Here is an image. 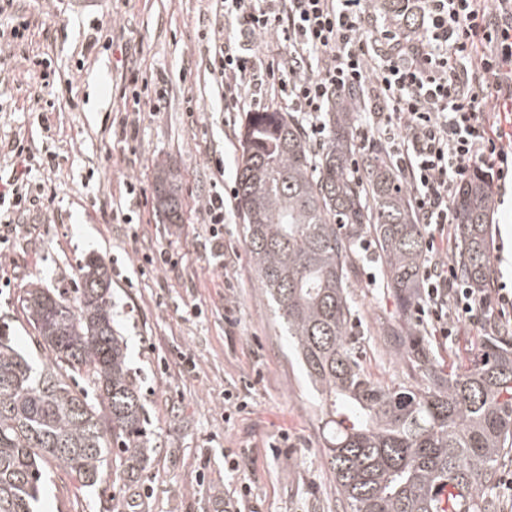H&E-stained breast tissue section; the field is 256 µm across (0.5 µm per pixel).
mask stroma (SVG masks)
<instances>
[{
  "mask_svg": "<svg viewBox=\"0 0 512 512\" xmlns=\"http://www.w3.org/2000/svg\"><path fill=\"white\" fill-rule=\"evenodd\" d=\"M31 22L27 51L52 60L56 82H71L72 100L59 99L44 111L48 94L26 65H15L0 82V177L19 168L5 144L25 135L30 151L51 150L60 166L33 168L29 182L49 199L34 207L0 253V330L38 362L40 347L21 307L26 289L38 285L74 292L79 267L101 257L111 278L114 324L127 348L129 366L141 387L148 422L151 462L135 482L106 474L104 483L82 488L55 464L45 479L36 512H103L115 496L121 512H224L241 485H250L241 512H345L327 466L323 414L273 304L261 290L244 241L243 223L229 213L224 247L232 252L230 272L206 269L197 249L205 234L202 205L212 194L209 157L224 160V187L236 186L246 112H228L208 55L218 35L233 28L216 14L211 0H19ZM102 20L114 50L88 49L89 24ZM165 84L160 112L145 116L136 154L121 152L104 122L122 109L119 89L128 68ZM190 69L189 84L178 79ZM196 103L188 116V103ZM170 168L181 186V219L162 222L154 204L135 224L112 220L124 180L136 178L153 190L159 167ZM495 284L512 288V185L492 196L490 211ZM164 246L182 262L164 275H140L135 252ZM233 294H226L225 276ZM355 316L351 333L359 358L374 381H405V363L382 334L398 317L383 279L377 248L357 249L351 275ZM201 315L185 318L188 303ZM232 306L236 327L224 322ZM418 333L444 358H468L491 331L467 322L455 336H434L427 321ZM192 355L195 372H184L177 351ZM246 396L250 405L224 417V393ZM289 441L278 451L269 444L279 432ZM238 468H231V461Z\"/></svg>",
  "mask_w": 512,
  "mask_h": 512,
  "instance_id": "1",
  "label": "stroma"
}]
</instances>
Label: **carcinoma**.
Instances as JSON below:
<instances>
[{
	"instance_id": "carcinoma-1",
	"label": "carcinoma",
	"mask_w": 512,
	"mask_h": 512,
	"mask_svg": "<svg viewBox=\"0 0 512 512\" xmlns=\"http://www.w3.org/2000/svg\"><path fill=\"white\" fill-rule=\"evenodd\" d=\"M406 2L383 8L411 26ZM359 110L356 92L333 100L318 154L298 115L249 114L236 200L258 283L333 427L327 459L348 512H497L480 494L512 451V340L493 335L473 357L445 365L407 321L388 332L403 349L407 382L378 384L359 363L348 290L359 239L372 234L404 317L418 300L426 258L410 194L387 157L358 172L351 166ZM160 172L156 211L174 224L180 187L172 172ZM453 206L457 275L489 288L496 257L488 186L471 180ZM78 281L72 299L37 286L21 298L50 362L34 366L0 334V512H34L50 460L82 488L96 486L109 464L130 481L149 465L144 404L114 326L104 262L89 258ZM77 376L85 386L71 385Z\"/></svg>"
}]
</instances>
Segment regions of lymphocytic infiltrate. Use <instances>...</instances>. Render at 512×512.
I'll use <instances>...</instances> for the list:
<instances>
[{
	"label": "lymphocytic infiltrate",
	"instance_id": "obj_1",
	"mask_svg": "<svg viewBox=\"0 0 512 512\" xmlns=\"http://www.w3.org/2000/svg\"><path fill=\"white\" fill-rule=\"evenodd\" d=\"M371 2L223 0L224 18L235 25L233 35L216 45L212 61L224 109L239 111L247 101L261 105L265 94L274 92L301 115L308 143L318 147L327 137L322 114L328 101L359 91L371 122L361 146L387 147L426 230L421 313L442 337L453 335L460 319L503 324L512 296L497 288L480 294L458 279L437 236L456 223L453 200L476 172L492 185L512 174L500 128L512 92L492 112L481 108L490 83L512 71V0L493 6L487 0H421L414 38L378 26ZM265 33L283 43L282 53L267 61L254 50L256 37ZM165 95L131 73L121 97L133 108L111 123L123 150L134 151L144 112L160 111ZM28 175L25 169L15 173L0 190V208L10 214L0 222V244L17 234L37 201ZM204 216V256L223 257V192L207 198Z\"/></svg>",
	"mask_w": 512,
	"mask_h": 512
}]
</instances>
